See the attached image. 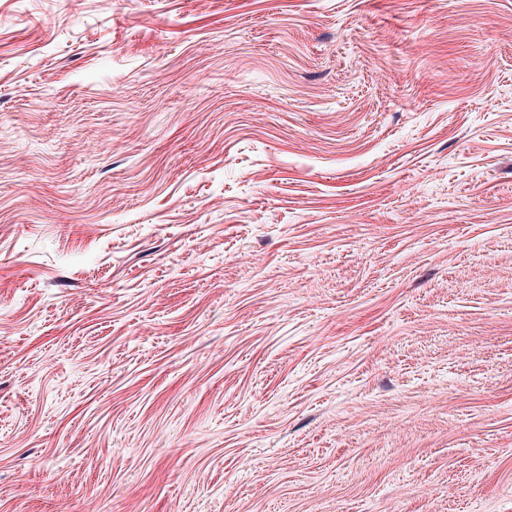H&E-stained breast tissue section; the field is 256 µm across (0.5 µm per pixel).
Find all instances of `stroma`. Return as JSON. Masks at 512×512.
<instances>
[{
  "mask_svg": "<svg viewBox=\"0 0 512 512\" xmlns=\"http://www.w3.org/2000/svg\"><path fill=\"white\" fill-rule=\"evenodd\" d=\"M0 512H512V0H0Z\"/></svg>",
  "mask_w": 512,
  "mask_h": 512,
  "instance_id": "stroma-1",
  "label": "stroma"
}]
</instances>
